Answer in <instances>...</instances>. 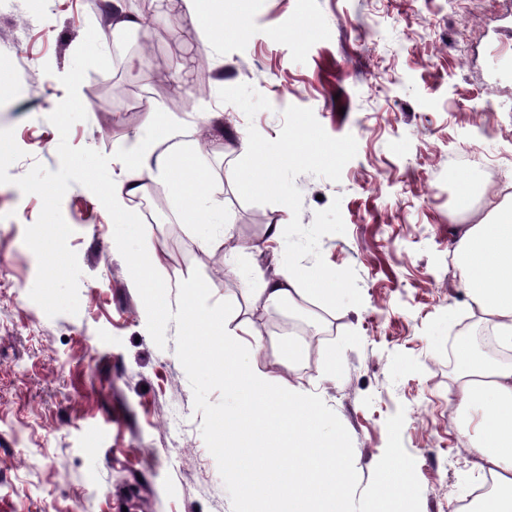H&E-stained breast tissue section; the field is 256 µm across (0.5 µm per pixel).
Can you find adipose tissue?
<instances>
[{
    "instance_id": "obj_1",
    "label": "adipose tissue",
    "mask_w": 512,
    "mask_h": 512,
    "mask_svg": "<svg viewBox=\"0 0 512 512\" xmlns=\"http://www.w3.org/2000/svg\"><path fill=\"white\" fill-rule=\"evenodd\" d=\"M119 160L124 177L101 199L113 218H131V202L144 194L150 181L163 183L180 196L213 194L206 170L161 129L153 130L150 141L122 151ZM490 216L483 224L460 225L452 240L459 286L469 307L492 325L500 348L499 353L480 357L470 341L457 343V432L461 445L494 480L493 491L471 512H512V203L492 204ZM253 277L263 283L255 300L265 308L292 307L304 297L333 306L342 295L335 282L314 272L289 270L268 277L257 269Z\"/></svg>"
}]
</instances>
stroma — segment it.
<instances>
[{"instance_id": "obj_1", "label": "stroma", "mask_w": 512, "mask_h": 512, "mask_svg": "<svg viewBox=\"0 0 512 512\" xmlns=\"http://www.w3.org/2000/svg\"><path fill=\"white\" fill-rule=\"evenodd\" d=\"M108 8L48 0L41 14L32 0H0V129H13L24 152L12 177L37 163L58 170L48 116L59 77L87 29L103 32ZM223 9L224 37L207 44L151 0L126 50L134 68L88 71L87 119L68 140L110 156L116 177L123 143L175 121L220 191L199 201L203 224L183 223L185 203L165 184L147 196L160 213L147 226L169 302L197 269L213 301L239 306L264 338L259 367L319 395L344 424L360 487L385 450L387 419L404 410L421 512H458L485 474L457 435L455 344L479 321L457 285L448 227L512 201V0H223ZM171 31L179 54L157 84L152 62ZM241 83L270 109L250 120L220 101L219 89ZM291 105L312 109L330 136L357 140L340 181L303 174L295 184L302 225L340 199L345 231L322 237L320 250L331 268L355 270L362 306L256 309L243 290L254 266L282 268L285 242L267 227L293 215L244 202L225 174L248 126L277 139ZM41 208L39 196L0 184V512H232L176 356L177 327L168 324L165 348L154 344L112 217L80 184L61 206L82 270L79 312L51 318L30 299L37 260L24 231ZM284 318L317 328L292 367L280 361Z\"/></svg>"}]
</instances>
